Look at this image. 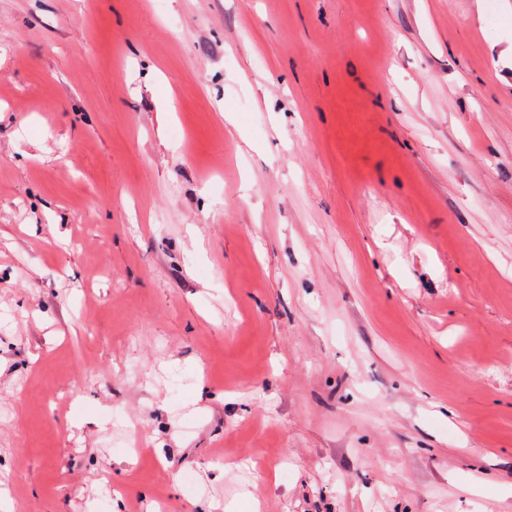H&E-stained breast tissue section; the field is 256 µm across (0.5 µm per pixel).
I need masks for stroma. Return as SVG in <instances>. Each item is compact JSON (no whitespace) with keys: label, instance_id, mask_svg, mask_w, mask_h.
I'll list each match as a JSON object with an SVG mask.
<instances>
[{"label":"stroma","instance_id":"1","mask_svg":"<svg viewBox=\"0 0 512 512\" xmlns=\"http://www.w3.org/2000/svg\"><path fill=\"white\" fill-rule=\"evenodd\" d=\"M512 512V0H0V512Z\"/></svg>","mask_w":512,"mask_h":512}]
</instances>
